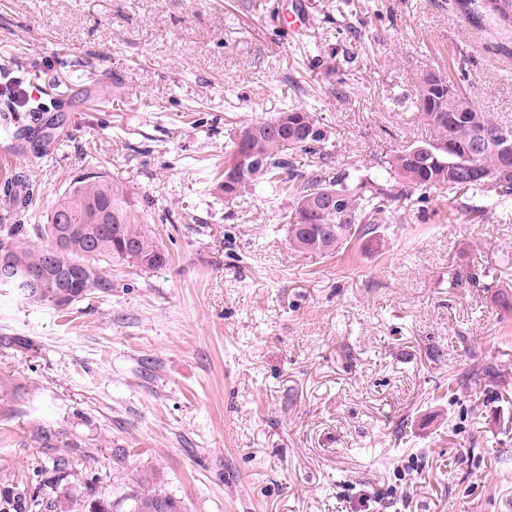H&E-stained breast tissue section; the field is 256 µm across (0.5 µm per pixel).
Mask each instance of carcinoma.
Returning a JSON list of instances; mask_svg holds the SVG:
<instances>
[{
  "instance_id": "carcinoma-1",
  "label": "carcinoma",
  "mask_w": 512,
  "mask_h": 512,
  "mask_svg": "<svg viewBox=\"0 0 512 512\" xmlns=\"http://www.w3.org/2000/svg\"><path fill=\"white\" fill-rule=\"evenodd\" d=\"M465 17L476 23L482 14L512 26V0H457ZM456 90H418L415 104L419 117L433 130V137L395 151L382 162L374 175L341 173L329 175L321 168L305 173L295 167L294 153L317 154L327 142V130L315 112L293 105L284 112L297 121L288 131L271 132L252 143L259 156L241 189L270 187L293 193L295 206L288 215V244L298 252L333 255L357 236L372 234L380 221L401 218L404 200L415 191L441 189L448 201L472 191H480L492 203L512 198V178L501 176L504 157L489 146L474 153L479 139H495L512 124L482 110L462 89L464 80L448 76ZM453 144L444 150L442 145ZM336 192L333 211L307 209L304 203L321 192ZM4 201L21 210L20 218L37 210L35 188L26 179L14 177L4 183ZM132 194L101 173L87 172L65 190L45 224H0V252L22 273L6 286L30 300L31 281L48 265H91L97 275L74 287L77 301L112 292V267L124 266L143 272L163 268L168 254L146 224L131 218ZM86 224L88 234L72 237L61 250L54 249L53 231L57 221ZM468 284L487 291L496 289L494 301L506 313L512 312V291L498 288L489 271L472 269L456 275L454 285ZM129 512H186L165 487L153 477L143 476L129 495Z\"/></svg>"
}]
</instances>
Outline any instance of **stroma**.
<instances>
[{
    "mask_svg": "<svg viewBox=\"0 0 512 512\" xmlns=\"http://www.w3.org/2000/svg\"><path fill=\"white\" fill-rule=\"evenodd\" d=\"M430 69L512 122V31L454 0H0V125L102 90L0 180L44 213L106 175L169 255L64 311L0 288V512H127L142 475L188 512H512V316L452 283L512 285V200L471 224L481 195L415 194L325 257L289 247V193L216 189L225 143L291 103L330 133L299 170L376 172L431 138ZM3 193L6 203L21 210L19 212L21 220L23 218L29 219L36 214L38 197L35 195V188L29 180L19 178V176L10 178V180L8 179L4 183ZM30 209H32L33 212L31 215L27 216Z\"/></svg>",
    "mask_w": 512,
    "mask_h": 512,
    "instance_id": "stroma-1",
    "label": "stroma"
}]
</instances>
